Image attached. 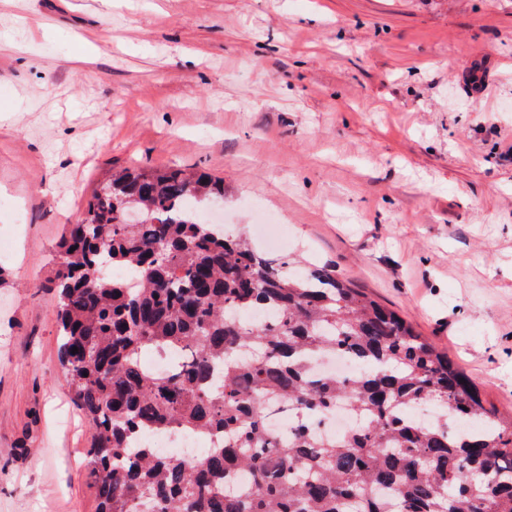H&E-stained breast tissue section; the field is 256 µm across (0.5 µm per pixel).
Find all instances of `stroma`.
Listing matches in <instances>:
<instances>
[{
  "label": "stroma",
  "mask_w": 512,
  "mask_h": 512,
  "mask_svg": "<svg viewBox=\"0 0 512 512\" xmlns=\"http://www.w3.org/2000/svg\"><path fill=\"white\" fill-rule=\"evenodd\" d=\"M223 180L512 420V0H0V512H96L49 289L112 169Z\"/></svg>",
  "instance_id": "stroma-1"
}]
</instances>
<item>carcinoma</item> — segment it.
<instances>
[{
    "instance_id": "carcinoma-1",
    "label": "carcinoma",
    "mask_w": 512,
    "mask_h": 512,
    "mask_svg": "<svg viewBox=\"0 0 512 512\" xmlns=\"http://www.w3.org/2000/svg\"><path fill=\"white\" fill-rule=\"evenodd\" d=\"M222 198L207 174L125 168L58 245V358L92 432L98 512H512V423L467 374L334 267L294 275L205 221ZM259 308L277 319L237 318ZM146 351L183 359L156 375ZM327 353L364 370L315 371ZM339 402L363 425L336 438L320 424ZM274 403L298 413L286 438ZM426 403L431 425L413 416ZM147 430L223 441L187 463L136 446ZM240 470L243 492L227 481Z\"/></svg>"
}]
</instances>
